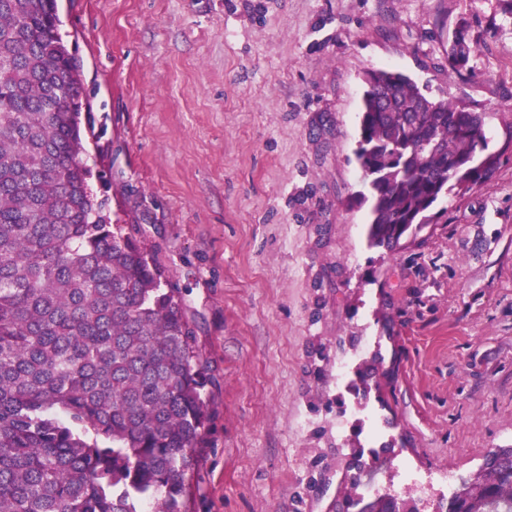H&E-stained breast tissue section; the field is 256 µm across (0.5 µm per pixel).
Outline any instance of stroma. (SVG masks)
<instances>
[{
    "instance_id": "stroma-1",
    "label": "stroma",
    "mask_w": 512,
    "mask_h": 512,
    "mask_svg": "<svg viewBox=\"0 0 512 512\" xmlns=\"http://www.w3.org/2000/svg\"><path fill=\"white\" fill-rule=\"evenodd\" d=\"M90 187L182 298L208 404L186 512H438L512 447V16L501 0H58ZM469 24L473 72L448 74ZM487 116L497 172L369 247L363 75ZM349 373L337 381L336 365ZM417 487L405 489L407 474Z\"/></svg>"
}]
</instances>
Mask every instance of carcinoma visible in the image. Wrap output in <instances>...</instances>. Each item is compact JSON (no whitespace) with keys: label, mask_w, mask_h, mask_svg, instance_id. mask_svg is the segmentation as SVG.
<instances>
[{"label":"carcinoma","mask_w":512,"mask_h":512,"mask_svg":"<svg viewBox=\"0 0 512 512\" xmlns=\"http://www.w3.org/2000/svg\"><path fill=\"white\" fill-rule=\"evenodd\" d=\"M57 0H0V512H182L207 414L182 302L90 193L80 60ZM467 22L448 69L472 71ZM357 160L390 251L499 164L486 113L367 71ZM448 512H512V448Z\"/></svg>","instance_id":"1"}]
</instances>
